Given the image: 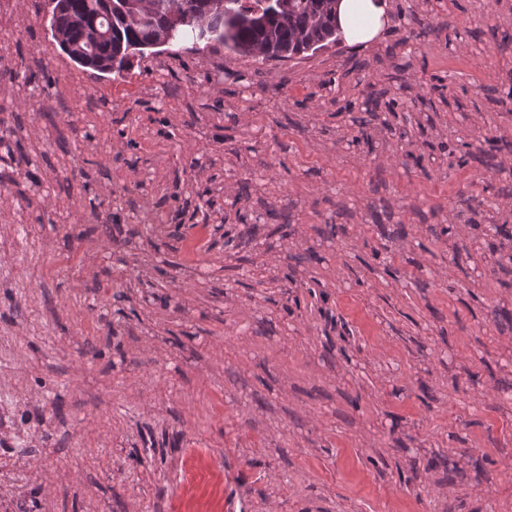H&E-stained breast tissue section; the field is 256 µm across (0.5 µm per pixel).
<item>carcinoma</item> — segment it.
<instances>
[{
	"label": "carcinoma",
	"mask_w": 512,
	"mask_h": 512,
	"mask_svg": "<svg viewBox=\"0 0 512 512\" xmlns=\"http://www.w3.org/2000/svg\"><path fill=\"white\" fill-rule=\"evenodd\" d=\"M50 29L72 58L120 76L128 49L166 37L219 44L242 57L287 60L338 41L336 0H67Z\"/></svg>",
	"instance_id": "1"
}]
</instances>
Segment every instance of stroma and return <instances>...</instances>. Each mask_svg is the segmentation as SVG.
<instances>
[{"instance_id": "stroma-1", "label": "stroma", "mask_w": 512, "mask_h": 512, "mask_svg": "<svg viewBox=\"0 0 512 512\" xmlns=\"http://www.w3.org/2000/svg\"><path fill=\"white\" fill-rule=\"evenodd\" d=\"M47 9L0 20L30 161L0 169V394L41 420L0 490L512 512V0H390L364 49L184 42L119 79Z\"/></svg>"}]
</instances>
